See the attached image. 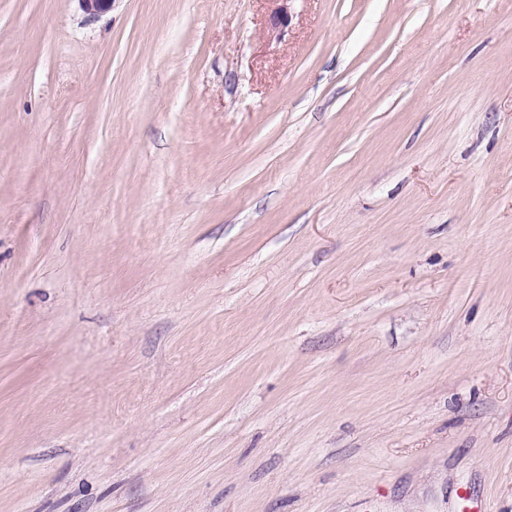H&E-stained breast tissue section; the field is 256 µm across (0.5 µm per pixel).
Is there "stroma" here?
Returning <instances> with one entry per match:
<instances>
[{"mask_svg":"<svg viewBox=\"0 0 512 512\" xmlns=\"http://www.w3.org/2000/svg\"><path fill=\"white\" fill-rule=\"evenodd\" d=\"M462 490L512 512V0H0V512Z\"/></svg>","mask_w":512,"mask_h":512,"instance_id":"1","label":"stroma"}]
</instances>
